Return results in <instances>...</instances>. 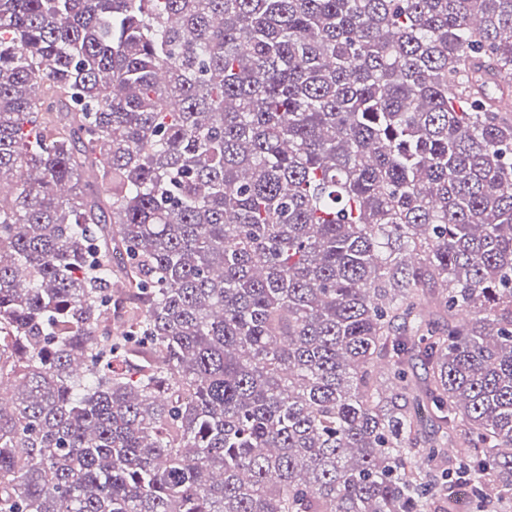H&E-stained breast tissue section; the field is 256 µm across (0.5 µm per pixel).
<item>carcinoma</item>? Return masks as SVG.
I'll return each instance as SVG.
<instances>
[{
    "instance_id": "1",
    "label": "carcinoma",
    "mask_w": 512,
    "mask_h": 512,
    "mask_svg": "<svg viewBox=\"0 0 512 512\" xmlns=\"http://www.w3.org/2000/svg\"><path fill=\"white\" fill-rule=\"evenodd\" d=\"M511 85L512 0H0V512H502Z\"/></svg>"
}]
</instances>
